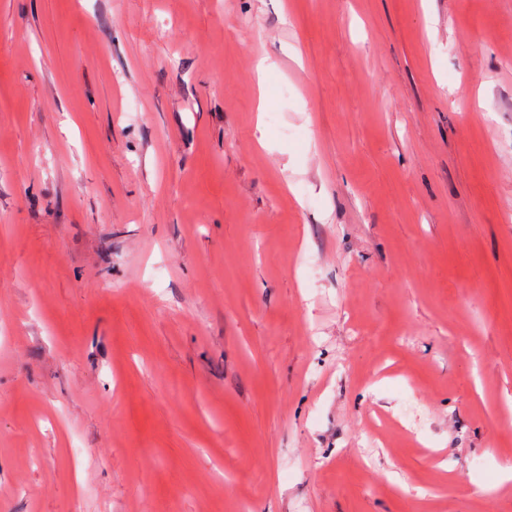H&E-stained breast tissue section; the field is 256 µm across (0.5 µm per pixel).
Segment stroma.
I'll return each instance as SVG.
<instances>
[{"instance_id": "obj_1", "label": "stroma", "mask_w": 512, "mask_h": 512, "mask_svg": "<svg viewBox=\"0 0 512 512\" xmlns=\"http://www.w3.org/2000/svg\"><path fill=\"white\" fill-rule=\"evenodd\" d=\"M511 462L512 0H0V512Z\"/></svg>"}]
</instances>
